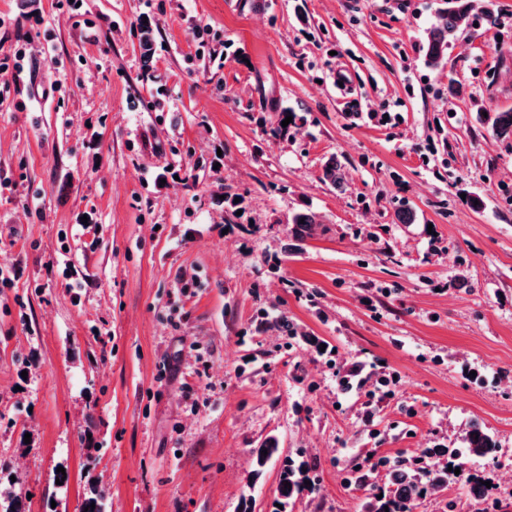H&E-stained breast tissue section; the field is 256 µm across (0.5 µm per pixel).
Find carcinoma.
Wrapping results in <instances>:
<instances>
[{
	"label": "carcinoma",
	"instance_id": "1",
	"mask_svg": "<svg viewBox=\"0 0 512 512\" xmlns=\"http://www.w3.org/2000/svg\"><path fill=\"white\" fill-rule=\"evenodd\" d=\"M482 18L488 25L495 26L499 22V11L496 0H448V8L440 11L436 24L426 35V57L431 66L438 65L448 50V44L458 33L467 28L474 18ZM479 120L485 125L486 131L496 139L512 137V111L497 112L494 117L478 113ZM300 235H310L321 224L320 218L314 213L300 212L292 217ZM266 455H261V452ZM496 441L479 428L471 429L465 440V450L447 448L443 455L448 463L440 465L431 461V454L423 453L407 464L399 461L394 464L385 476L389 477L392 490L382 498L373 497L366 505V512H412L417 502L425 495L443 492L448 486L456 484L461 474L468 473V496L483 504L486 502L485 487L481 479L471 472L469 463L473 459L495 458ZM276 459L280 461L279 469V504L281 512H286L288 502L304 491L315 490L313 467L305 460H297L285 456L278 448L275 439L265 440L259 447L252 449V470L250 484H255L264 473L268 463ZM460 469L455 474L454 469ZM310 484H305V481Z\"/></svg>",
	"mask_w": 512,
	"mask_h": 512
}]
</instances>
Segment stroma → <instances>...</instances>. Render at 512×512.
Returning a JSON list of instances; mask_svg holds the SVG:
<instances>
[{"label":"stroma","instance_id":"1","mask_svg":"<svg viewBox=\"0 0 512 512\" xmlns=\"http://www.w3.org/2000/svg\"><path fill=\"white\" fill-rule=\"evenodd\" d=\"M79 3L0 0V462L24 512L94 488L107 512H274L277 464L248 482L270 437L316 464L289 512H364L355 463L475 427L512 512V139L475 119L512 110V0L436 68L447 0Z\"/></svg>","mask_w":512,"mask_h":512}]
</instances>
